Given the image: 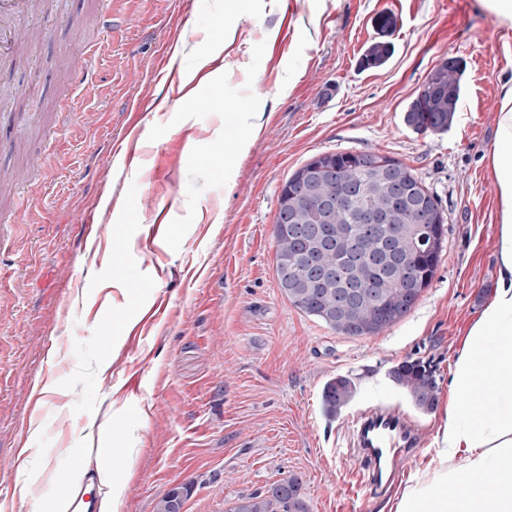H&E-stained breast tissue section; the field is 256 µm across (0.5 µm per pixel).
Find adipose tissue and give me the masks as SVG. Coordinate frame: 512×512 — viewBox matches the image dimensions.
<instances>
[{"instance_id": "adipose-tissue-1", "label": "adipose tissue", "mask_w": 512, "mask_h": 512, "mask_svg": "<svg viewBox=\"0 0 512 512\" xmlns=\"http://www.w3.org/2000/svg\"><path fill=\"white\" fill-rule=\"evenodd\" d=\"M492 175L496 285L469 325L448 377L429 463L390 501L389 512H512V85L504 87L497 119ZM115 429L98 448H73L65 470L31 449L29 476L16 496L32 512H71L78 492L95 512H122L137 449L115 450Z\"/></svg>"}]
</instances>
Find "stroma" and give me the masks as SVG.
Here are the masks:
<instances>
[{"label":"stroma","instance_id":"1","mask_svg":"<svg viewBox=\"0 0 512 512\" xmlns=\"http://www.w3.org/2000/svg\"><path fill=\"white\" fill-rule=\"evenodd\" d=\"M293 3L36 0L14 18L23 39L0 58V223L17 228L0 234V500L26 477L21 448L63 470L67 447H98L110 424L113 447L138 451L123 512H155L184 484L182 512H228L293 475L308 512H387L431 458L448 372L497 277L490 156L512 28L477 0ZM383 13L392 55L361 68ZM450 57L454 123L414 132L403 113ZM365 150L414 170L448 238L414 307L352 337L281 293L274 228L292 172ZM407 359L435 366L434 410L389 380ZM339 375L356 386L347 411L389 395L424 427L383 492L357 490L353 429L323 411ZM47 380L61 393L36 398Z\"/></svg>","mask_w":512,"mask_h":512}]
</instances>
